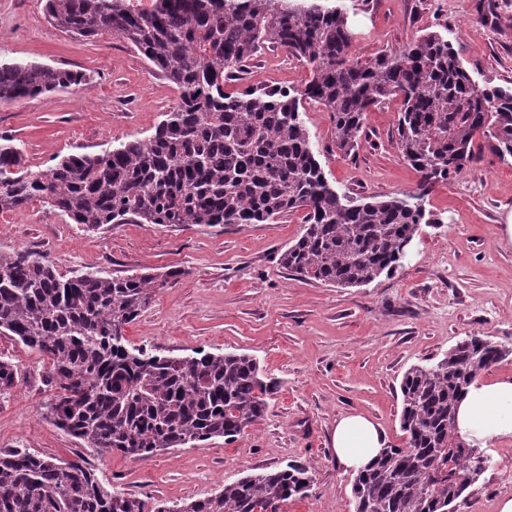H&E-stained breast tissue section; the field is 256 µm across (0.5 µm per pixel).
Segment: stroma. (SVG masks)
Listing matches in <instances>:
<instances>
[{"label": "stroma", "mask_w": 512, "mask_h": 512, "mask_svg": "<svg viewBox=\"0 0 512 512\" xmlns=\"http://www.w3.org/2000/svg\"><path fill=\"white\" fill-rule=\"evenodd\" d=\"M344 9L352 50L370 57L427 32L448 39L474 81L512 86V0H331ZM46 0H0V63H37L85 73V85L0 105V135L19 140L30 169L54 156L98 153L154 133L178 92L122 39H76L50 23ZM310 68L281 49L264 50L244 82L298 87ZM397 103L365 114L357 150L333 143L329 112L306 106L311 148L338 193L392 196L416 190L418 174L396 148ZM479 163L425 197L434 223L421 225L401 267L360 287L305 280L278 262L303 229L301 213L267 224H106L90 230L39 202L0 212V253L29 250L62 275L169 274L126 328L129 346L160 355L202 349L256 359L276 390L263 418L231 444L215 438L147 459L89 457L118 491L178 502L224 482L291 461L314 483L288 512H353L351 474L331 448L339 415L356 411L404 445L399 385L408 368L433 362L467 336L512 349V158L480 141ZM0 356L19 380L0 397V451L45 458L88 455L84 443L46 417L55 389L47 361L0 334ZM489 463L456 512H500L512 499V439L491 444Z\"/></svg>", "instance_id": "35a3bbf8"}]
</instances>
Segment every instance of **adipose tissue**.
Instances as JSON below:
<instances>
[{"label": "adipose tissue", "instance_id": "obj_1", "mask_svg": "<svg viewBox=\"0 0 512 512\" xmlns=\"http://www.w3.org/2000/svg\"><path fill=\"white\" fill-rule=\"evenodd\" d=\"M456 430L481 448L512 438V378L475 380L458 407ZM387 445L384 432L371 418L360 413L337 418L332 447L336 464L343 472L365 468Z\"/></svg>", "mask_w": 512, "mask_h": 512}]
</instances>
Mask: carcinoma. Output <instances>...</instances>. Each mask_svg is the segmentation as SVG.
<instances>
[{
    "instance_id": "1",
    "label": "carcinoma",
    "mask_w": 512,
    "mask_h": 512,
    "mask_svg": "<svg viewBox=\"0 0 512 512\" xmlns=\"http://www.w3.org/2000/svg\"><path fill=\"white\" fill-rule=\"evenodd\" d=\"M62 31L126 41L180 91L146 140L97 154L55 157L32 171L0 137V211L34 201L88 229L123 224H266L305 211L301 236L279 256L286 270L357 287L397 271L403 243L437 219L422 200L478 161L477 138L512 158V88L479 85L442 35L361 59L342 8L323 0H46ZM311 67L301 89L245 87L228 94L265 47ZM77 71L0 64V103L86 83ZM400 101L397 149L419 173L414 192L384 200L340 194L315 157L300 112H330L336 147L350 154L364 114ZM166 285L142 273L72 277L26 250L0 253V334L48 358L58 394L47 418L100 458H148L222 437L236 441L266 412L273 392L256 360L234 352L172 357L128 347L125 330ZM512 349L467 336L439 360L414 365L400 383L405 445L389 447L354 476V512H455L484 473L456 432L469 385ZM18 367L0 357V394ZM313 478L288 463L224 483L213 495L169 504L109 490L80 457L54 461L0 452V512H286Z\"/></svg>"
}]
</instances>
